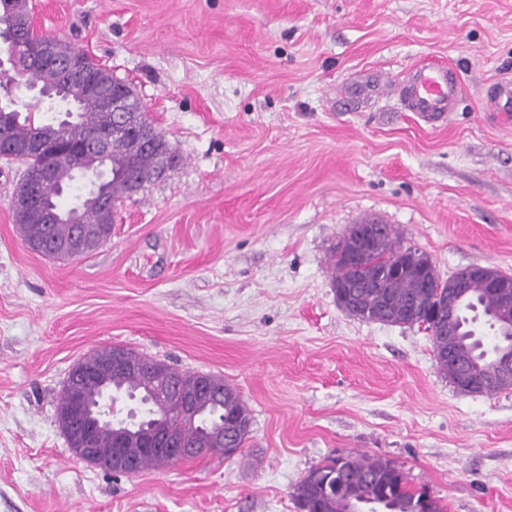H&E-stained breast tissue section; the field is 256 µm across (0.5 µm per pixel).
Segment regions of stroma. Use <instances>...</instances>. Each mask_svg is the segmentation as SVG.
<instances>
[{
	"label": "stroma",
	"instance_id": "stroma-1",
	"mask_svg": "<svg viewBox=\"0 0 512 512\" xmlns=\"http://www.w3.org/2000/svg\"><path fill=\"white\" fill-rule=\"evenodd\" d=\"M40 33L127 82L180 157L80 258L30 251L0 159V512H299L312 468L394 461L447 512H512V387L460 392L429 333L338 307L333 250L391 225L441 280L512 275V0H31ZM432 58L445 125L393 82ZM219 375L252 417L237 455L134 476L73 457L55 415L109 345Z\"/></svg>",
	"mask_w": 512,
	"mask_h": 512
}]
</instances>
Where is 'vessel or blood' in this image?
I'll use <instances>...</instances> for the list:
<instances>
[{"label": "vessel or blood", "mask_w": 512, "mask_h": 512, "mask_svg": "<svg viewBox=\"0 0 512 512\" xmlns=\"http://www.w3.org/2000/svg\"><path fill=\"white\" fill-rule=\"evenodd\" d=\"M463 85L453 67L436 64L414 68L403 94L407 110L418 113L427 123H443Z\"/></svg>", "instance_id": "b4317fda"}]
</instances>
